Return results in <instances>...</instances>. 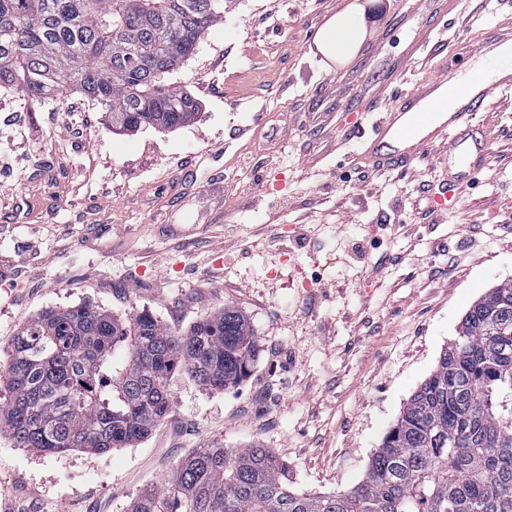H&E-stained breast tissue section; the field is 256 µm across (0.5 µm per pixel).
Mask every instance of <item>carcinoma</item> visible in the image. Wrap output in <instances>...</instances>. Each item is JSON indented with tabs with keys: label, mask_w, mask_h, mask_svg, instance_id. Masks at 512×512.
Instances as JSON below:
<instances>
[{
	"label": "carcinoma",
	"mask_w": 512,
	"mask_h": 512,
	"mask_svg": "<svg viewBox=\"0 0 512 512\" xmlns=\"http://www.w3.org/2000/svg\"><path fill=\"white\" fill-rule=\"evenodd\" d=\"M222 10L224 0H0V86L42 99L69 88L128 132L185 126L196 98L155 76L179 69ZM258 355L233 305L183 332L146 310H44L0 366V432L54 454L128 448L172 412L174 373L226 390ZM130 512H512V283L469 307L352 488L300 492L271 448H198Z\"/></svg>",
	"instance_id": "1"
}]
</instances>
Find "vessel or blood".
Masks as SVG:
<instances>
[{
	"instance_id": "1",
	"label": "vessel or blood",
	"mask_w": 512,
	"mask_h": 512,
	"mask_svg": "<svg viewBox=\"0 0 512 512\" xmlns=\"http://www.w3.org/2000/svg\"><path fill=\"white\" fill-rule=\"evenodd\" d=\"M512 42V25L494 26L489 40L459 47L457 57L486 55L493 45ZM450 68L440 69L431 79L402 88L396 80L384 84L394 101L391 109L383 112L364 126L362 117H355L352 128L361 140L359 159L368 170L386 174L407 169L419 160L436 142L448 149V185L451 195H459L477 173L490 148V137L484 128L473 125L472 119L494 94L512 88V64L503 63L502 73L486 81L478 92L459 101L454 112L445 118H436L427 107L433 94L448 84Z\"/></svg>"
}]
</instances>
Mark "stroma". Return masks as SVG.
<instances>
[{"label": "stroma", "instance_id": "1", "mask_svg": "<svg viewBox=\"0 0 512 512\" xmlns=\"http://www.w3.org/2000/svg\"><path fill=\"white\" fill-rule=\"evenodd\" d=\"M367 26L332 62L322 28ZM512 21V0H224L167 81L200 103L176 130L113 133L85 97L0 87V360L39 312L147 310L173 330L230 304L260 346L239 386L185 374L143 441L45 455L0 433V512H129L196 448H273L294 488L349 489L466 311L512 282V91L473 117L485 167L442 211L444 144L373 187L347 125L424 27L449 47ZM318 156L319 166L307 167ZM366 16L359 6L330 21L323 29L319 50L331 61L347 58L364 36Z\"/></svg>", "mask_w": 512, "mask_h": 512}]
</instances>
